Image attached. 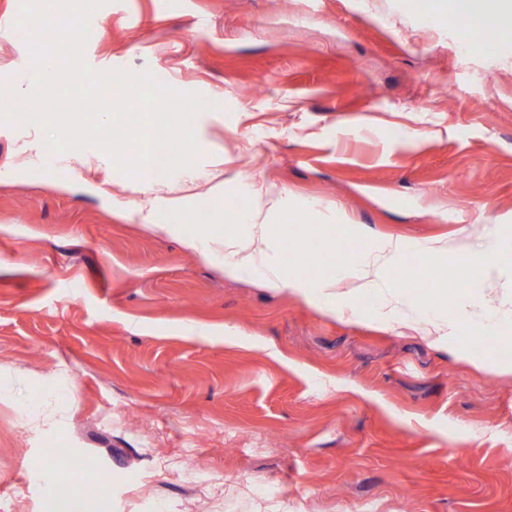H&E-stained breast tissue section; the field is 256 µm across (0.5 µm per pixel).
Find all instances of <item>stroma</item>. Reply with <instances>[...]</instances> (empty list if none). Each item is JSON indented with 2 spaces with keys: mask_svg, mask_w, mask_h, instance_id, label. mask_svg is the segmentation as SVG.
Wrapping results in <instances>:
<instances>
[{
  "mask_svg": "<svg viewBox=\"0 0 512 512\" xmlns=\"http://www.w3.org/2000/svg\"><path fill=\"white\" fill-rule=\"evenodd\" d=\"M100 27L93 69L213 107L163 178L0 123V512H50L35 468L53 448L62 485L110 487L84 512H512V274L477 287L461 254L493 228L512 246V35L462 52L416 0H106ZM32 65L25 36L0 38V87L26 96ZM261 192L293 244L276 259L309 278L380 237L445 241L385 283L461 321L459 343L381 321L369 293L337 315L229 277L155 230L223 235ZM421 268L453 275L425 288ZM487 311L500 340L481 347ZM190 444L202 485L154 484Z\"/></svg>",
  "mask_w": 512,
  "mask_h": 512,
  "instance_id": "1",
  "label": "stroma"
}]
</instances>
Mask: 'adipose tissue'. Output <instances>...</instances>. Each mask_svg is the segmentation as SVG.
Listing matches in <instances>:
<instances>
[{
	"instance_id": "obj_1",
	"label": "adipose tissue",
	"mask_w": 512,
	"mask_h": 512,
	"mask_svg": "<svg viewBox=\"0 0 512 512\" xmlns=\"http://www.w3.org/2000/svg\"><path fill=\"white\" fill-rule=\"evenodd\" d=\"M450 11L467 17L471 29L494 27L505 33L512 32V0H435L426 18L434 24ZM277 209L278 201L271 197L240 213L238 221L244 224L245 230L224 240L225 271L257 273L266 287L289 290L333 312L347 307L343 293L338 290L340 282L350 279L357 290L381 295L385 267L411 248L409 242L399 238L383 239L361 255L359 261L341 259L335 272L309 280L267 259L271 243L267 221Z\"/></svg>"
}]
</instances>
